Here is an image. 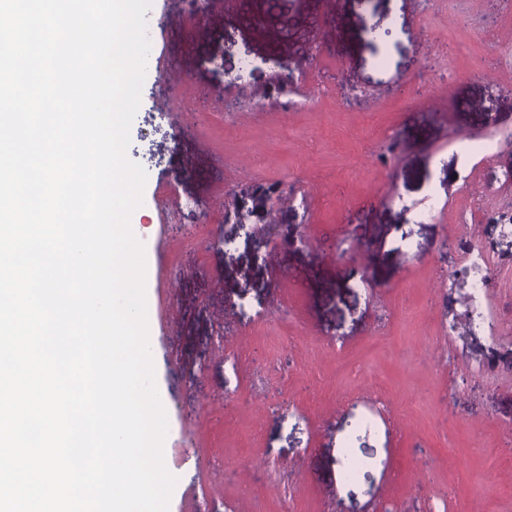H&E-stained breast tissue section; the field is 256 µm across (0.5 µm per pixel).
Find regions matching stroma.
Listing matches in <instances>:
<instances>
[{
    "label": "stroma",
    "mask_w": 512,
    "mask_h": 512,
    "mask_svg": "<svg viewBox=\"0 0 512 512\" xmlns=\"http://www.w3.org/2000/svg\"><path fill=\"white\" fill-rule=\"evenodd\" d=\"M147 23L127 155L169 512H512V372L482 368L512 339L466 336L457 282L488 253L512 321V243L474 216L512 212V154L455 147L512 130V0H151ZM258 184L284 196L266 222L225 223Z\"/></svg>",
    "instance_id": "35a3bbf8"
}]
</instances>
